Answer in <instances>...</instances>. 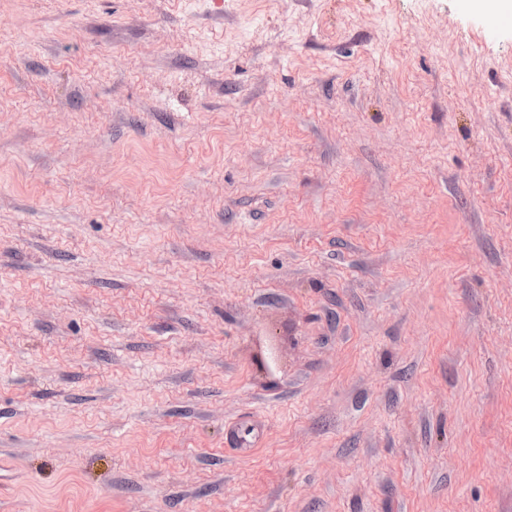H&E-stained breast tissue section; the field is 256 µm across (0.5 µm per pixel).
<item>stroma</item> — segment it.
I'll use <instances>...</instances> for the list:
<instances>
[{
    "label": "stroma",
    "mask_w": 512,
    "mask_h": 512,
    "mask_svg": "<svg viewBox=\"0 0 512 512\" xmlns=\"http://www.w3.org/2000/svg\"><path fill=\"white\" fill-rule=\"evenodd\" d=\"M0 512H512V13L0 0ZM249 430L250 433L254 432L250 439H247L242 435V425L236 424L228 429L227 443L234 445L239 449H250L254 447L255 443L260 439L262 435V428L259 425L251 424L246 427L245 431Z\"/></svg>",
    "instance_id": "obj_1"
}]
</instances>
